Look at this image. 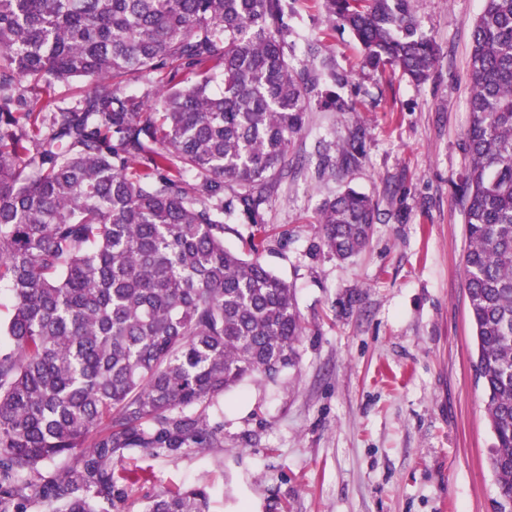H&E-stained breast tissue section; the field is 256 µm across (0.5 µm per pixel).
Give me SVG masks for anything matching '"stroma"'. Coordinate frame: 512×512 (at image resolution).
Segmentation results:
<instances>
[{"label":"stroma","instance_id":"1","mask_svg":"<svg viewBox=\"0 0 512 512\" xmlns=\"http://www.w3.org/2000/svg\"><path fill=\"white\" fill-rule=\"evenodd\" d=\"M288 56L347 72L318 84L288 174L263 209L262 261L297 290V367L246 378L207 408L220 447L160 456L117 512L163 489L200 488L210 512H491V432L477 384L461 185L469 150L471 23L484 0H415L436 50L428 79L362 66L349 32L326 31L324 0H285ZM354 111L320 108L325 92ZM368 196V248L320 247L325 200Z\"/></svg>","mask_w":512,"mask_h":512}]
</instances>
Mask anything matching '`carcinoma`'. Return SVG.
<instances>
[{"instance_id":"carcinoma-1","label":"carcinoma","mask_w":512,"mask_h":512,"mask_svg":"<svg viewBox=\"0 0 512 512\" xmlns=\"http://www.w3.org/2000/svg\"><path fill=\"white\" fill-rule=\"evenodd\" d=\"M363 67L427 80L414 0H325ZM283 0H0V512H112L123 461L217 440L206 409L296 364L295 291L224 247L263 223L319 74L286 54ZM463 272L486 395L492 512H512V0L472 24ZM168 70L142 99L118 76ZM87 81L74 103L56 87ZM375 208L347 189L321 245L348 259ZM143 512H210L199 489ZM256 231L251 224H242L237 220L228 219L224 224V246L235 251H242L244 241L250 233Z\"/></svg>"}]
</instances>
